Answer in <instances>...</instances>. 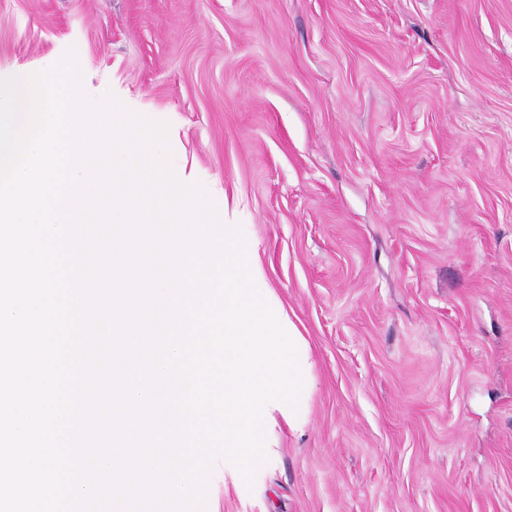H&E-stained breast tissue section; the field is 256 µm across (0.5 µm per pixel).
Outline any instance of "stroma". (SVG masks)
<instances>
[{
	"label": "stroma",
	"mask_w": 512,
	"mask_h": 512,
	"mask_svg": "<svg viewBox=\"0 0 512 512\" xmlns=\"http://www.w3.org/2000/svg\"><path fill=\"white\" fill-rule=\"evenodd\" d=\"M167 123L310 344L276 465L208 512H512V0H0Z\"/></svg>",
	"instance_id": "obj_1"
}]
</instances>
